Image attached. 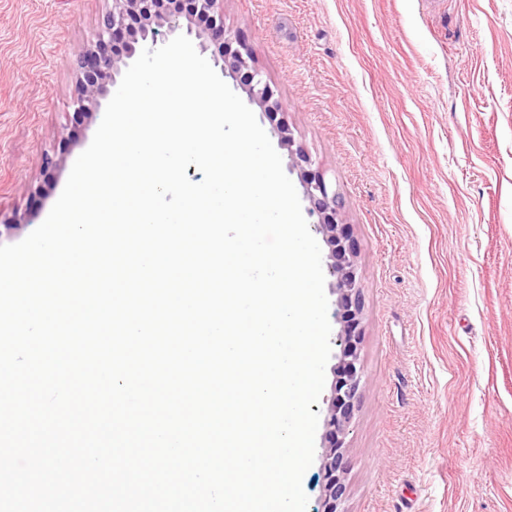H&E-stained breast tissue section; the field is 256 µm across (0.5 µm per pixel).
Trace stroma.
<instances>
[{"label":"stroma","mask_w":512,"mask_h":512,"mask_svg":"<svg viewBox=\"0 0 512 512\" xmlns=\"http://www.w3.org/2000/svg\"><path fill=\"white\" fill-rule=\"evenodd\" d=\"M112 0H0V245L47 217L102 110ZM358 245L342 512H512V0H224ZM58 161L44 168L45 155Z\"/></svg>","instance_id":"1"}]
</instances>
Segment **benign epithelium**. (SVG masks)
<instances>
[{"mask_svg": "<svg viewBox=\"0 0 512 512\" xmlns=\"http://www.w3.org/2000/svg\"><path fill=\"white\" fill-rule=\"evenodd\" d=\"M190 12L177 11L163 0H112V10L101 22L86 55L81 61L82 76L77 81L78 108L88 110L100 106L107 96L109 85L117 84L121 67L128 65L138 51L156 44L159 29L174 33L186 28L194 36L201 51L212 43L224 41V53L214 57L222 74L229 75L245 90L250 102L257 104L267 116L281 109L270 86L263 82L260 72L251 65L252 51L246 40L224 29V0H191ZM279 145L288 150L289 171L297 172L303 195L308 201V215L328 247L327 269L336 295L337 318L340 329L336 334L337 363L330 395L324 398L326 414L321 470L325 482L323 512H340L338 507L345 493L344 475L347 460L342 448L349 432L355 402L362 382V368L357 340L360 336L362 302L357 246L347 225L341 222L344 203L325 174L312 168V160L285 125L277 126Z\"/></svg>", "mask_w": 512, "mask_h": 512, "instance_id": "7a95c632", "label": "benign epithelium"}]
</instances>
